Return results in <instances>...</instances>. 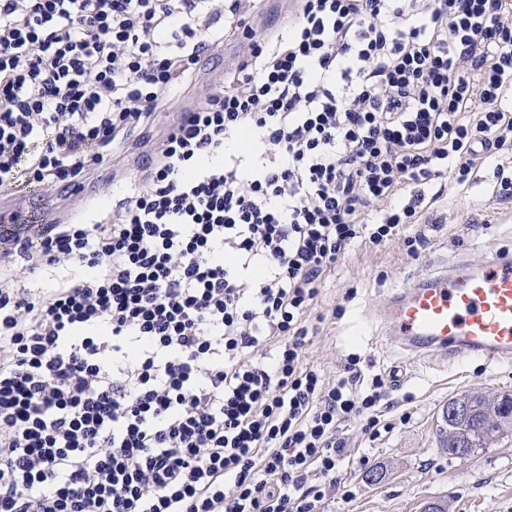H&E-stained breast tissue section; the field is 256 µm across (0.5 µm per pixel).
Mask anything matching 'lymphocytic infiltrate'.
I'll use <instances>...</instances> for the list:
<instances>
[{
  "mask_svg": "<svg viewBox=\"0 0 512 512\" xmlns=\"http://www.w3.org/2000/svg\"><path fill=\"white\" fill-rule=\"evenodd\" d=\"M0 0V186L76 184L167 102L217 22L247 50L93 224L0 273V512H324L382 374L307 363L356 243H426L429 197L512 157V0ZM233 255L234 264L224 262ZM272 347V361L258 358ZM251 1H255L254 8L251 9L246 21L255 28L257 35L265 27L286 30L285 21H287L288 13L284 12L280 2L290 0Z\"/></svg>",
  "mask_w": 512,
  "mask_h": 512,
  "instance_id": "1",
  "label": "lymphocytic infiltrate"
}]
</instances>
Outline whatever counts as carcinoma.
<instances>
[{
  "label": "carcinoma",
  "mask_w": 512,
  "mask_h": 512,
  "mask_svg": "<svg viewBox=\"0 0 512 512\" xmlns=\"http://www.w3.org/2000/svg\"><path fill=\"white\" fill-rule=\"evenodd\" d=\"M466 402L470 416L450 418L441 415L442 427L439 446L442 452L449 448H487L496 442L508 425L506 417L512 416V397L495 405L486 402L482 394H465L448 400L450 404Z\"/></svg>",
  "instance_id": "obj_1"
}]
</instances>
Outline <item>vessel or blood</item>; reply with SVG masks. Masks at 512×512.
<instances>
[{
	"mask_svg": "<svg viewBox=\"0 0 512 512\" xmlns=\"http://www.w3.org/2000/svg\"><path fill=\"white\" fill-rule=\"evenodd\" d=\"M385 345L451 363L512 362V250L453 262L416 275L379 310L366 313Z\"/></svg>",
	"mask_w": 512,
	"mask_h": 512,
	"instance_id": "vessel-or-blood-1",
	"label": "vessel or blood"
}]
</instances>
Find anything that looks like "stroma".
I'll use <instances>...</instances> for the list:
<instances>
[{"instance_id":"1","label":"stroma","mask_w":512,"mask_h":512,"mask_svg":"<svg viewBox=\"0 0 512 512\" xmlns=\"http://www.w3.org/2000/svg\"><path fill=\"white\" fill-rule=\"evenodd\" d=\"M242 50L240 36L227 34L201 55L190 73L176 82L170 100L153 113L149 125L133 129L124 145L85 178L83 218L112 208L123 194L113 172L139 176L146 141L202 105L211 86ZM493 168V162H486L476 169L470 187L450 189L448 198L432 203L424 215L427 244L419 258L408 256L397 243L373 252L359 244L325 281L319 318L305 347L307 362L332 376L346 355H362L388 376L386 416L396 422L392 432L370 444L362 442L357 425L349 426L351 455L343 475L353 495L329 501L327 512H422L430 502L447 504L448 512H512V426L495 445L463 460L441 452L437 432L448 399L475 391L512 394V364L398 360L388 355L375 327L361 320L364 311L382 304L411 277L453 260L463 250L480 256L512 246V198L493 199ZM5 193L20 209L43 211L68 206L71 191L62 186L41 189L20 180ZM370 466L384 467L381 484L364 481Z\"/></svg>"}]
</instances>
